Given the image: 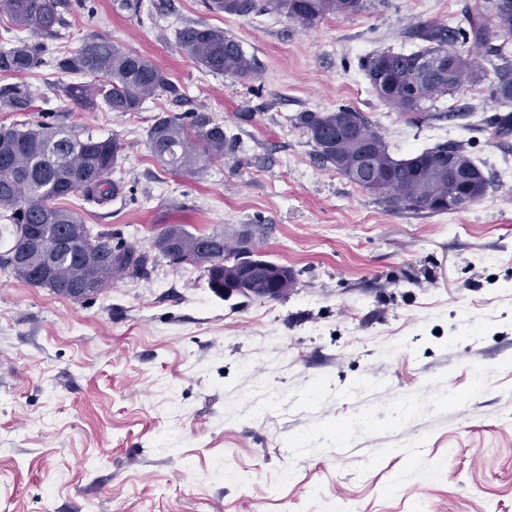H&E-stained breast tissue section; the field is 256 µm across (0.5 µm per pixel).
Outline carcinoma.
I'll return each instance as SVG.
<instances>
[{
  "instance_id": "carcinoma-1",
  "label": "carcinoma",
  "mask_w": 512,
  "mask_h": 512,
  "mask_svg": "<svg viewBox=\"0 0 512 512\" xmlns=\"http://www.w3.org/2000/svg\"><path fill=\"white\" fill-rule=\"evenodd\" d=\"M213 12L247 16L279 12L304 26L327 16H349L363 11L367 0H205ZM61 0H0V30L6 35L17 29L32 31L36 38H14L0 49V76L15 78L45 63L44 39L61 37L69 23L59 10ZM512 0H470L463 20L455 26L428 23L414 37L424 46L404 53L386 50L370 54L363 70L375 85L378 98L406 121L420 129L441 118H452L437 103L454 94L464 83L484 80L493 74L487 91L490 100L512 103ZM178 48L209 71L236 79L254 74L253 61L234 38L206 25L178 29ZM63 73L80 74L85 82L61 87L62 98L89 112L128 114L140 110L148 98L161 93L178 95L179 88L168 74L151 61L125 51L99 36L81 39V46L54 59ZM34 96L24 82H0V110L30 112ZM292 123L308 136L317 160L350 181L364 186L379 184L375 196L390 210L448 213L483 199L492 176L467 153L462 142H446L407 158L391 155L382 135L363 113L347 106L331 112H300ZM500 134L512 133V111L490 119ZM147 144L154 157L174 170L192 171L208 159L222 158L241 149L234 136L208 112L164 116L148 130ZM122 153L114 138L80 137L61 126L37 123L0 127V216L10 223L43 227L40 248L27 253L17 266L0 256V268L16 278L53 292L81 298L85 279L94 277L104 287L116 277H137L148 271L150 255L133 245L112 248V236L93 233L76 212L55 201L80 193L89 201L103 203L124 193L123 182L111 179L112 168ZM457 165H448V156ZM367 160L360 166L361 160ZM456 205L448 207V195ZM76 237L75 254L56 252L57 240ZM210 252L207 267L211 288L230 285L224 261L233 252L224 244V233L193 234L172 224L154 241L164 258L194 262L200 248ZM54 255L50 272L46 259Z\"/></svg>"
}]
</instances>
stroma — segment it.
<instances>
[{"instance_id":"1","label":"stroma","mask_w":512,"mask_h":512,"mask_svg":"<svg viewBox=\"0 0 512 512\" xmlns=\"http://www.w3.org/2000/svg\"><path fill=\"white\" fill-rule=\"evenodd\" d=\"M70 28L163 68L182 97L138 112L61 107L71 82L25 76L27 121L114 138L122 197L77 212L113 244L152 250L168 225L223 231L290 267L276 300L224 296L204 266L158 258L139 279L73 299L0 269V505L8 512H512V135L493 136L481 82L441 100L454 119L418 129L360 67L413 51L424 22H459L468 0H370L306 28L232 16L204 0H65ZM224 29L257 70L239 80L180 51L187 24ZM347 105L397 157L463 141L493 176L451 214L390 210L323 167L293 115ZM211 112L243 150L196 173L147 145L157 115ZM489 367L475 385V366ZM291 470L281 480L282 470ZM233 478H225V471Z\"/></svg>"}]
</instances>
